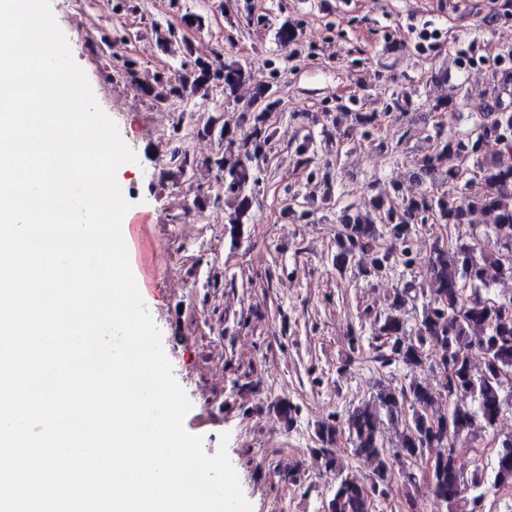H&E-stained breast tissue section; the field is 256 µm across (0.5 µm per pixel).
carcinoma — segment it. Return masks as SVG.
<instances>
[{"mask_svg":"<svg viewBox=\"0 0 512 512\" xmlns=\"http://www.w3.org/2000/svg\"><path fill=\"white\" fill-rule=\"evenodd\" d=\"M122 68L132 85L160 103L218 84L230 96L252 79L251 70L239 61L219 56L198 57L184 75L172 79L156 74L150 83L140 80L135 60H125ZM505 95L512 97V67L496 71L488 87L491 101ZM339 109L349 112L354 130L378 119L374 112H353L346 104ZM269 116L268 112L253 111L251 130L239 137L219 130L224 148L206 160V165L215 170L224 196L201 191L192 199V206L200 211L224 201L232 238L250 210L249 192L257 181L258 162L271 142ZM491 143L496 146L492 154L487 152ZM295 154L299 165L313 167L310 178L316 185H327L308 155V140L298 144ZM450 156L459 158L461 165L445 171L448 190L419 193L398 202L376 195L345 208L339 216L343 230L336 240L337 269L362 254L369 257V265L363 268L367 277L383 278L399 266L408 269L420 263L429 272L423 283L414 278L401 281L389 310L375 319L372 339L377 361L384 368L401 365L414 372L424 367L433 347L443 377L437 389L414 379L399 390L381 385L371 400L349 410L342 424L320 426L319 437L327 445L347 430L354 455L371 471V483L366 486L338 463L330 449H318L326 467L336 472L328 512H376V499L388 493L394 459L403 457L412 466L411 457L420 448L437 449L429 458L431 488L447 503L449 512H482L484 478L475 475L465 480L455 448L477 426L495 430L505 402L502 374L512 376V296L494 298L488 292L496 278L512 275V262L508 261L512 256V111L504 108L498 112L491 131L482 129L480 121L464 133L448 135L439 130L434 148L415 159V174L430 176ZM171 164L177 171L194 169L191 154L179 147L172 151ZM478 211L493 217L496 238L491 251L483 247V232L472 222ZM430 222L452 226L455 239L435 244L421 259L413 253L411 241L418 228ZM419 298L421 309L409 315V302ZM475 351L482 356L478 368L472 363ZM445 395L468 397L470 403H450L448 411L439 416L431 405ZM385 417L393 421L404 418L393 452L386 448L380 430ZM492 473L498 485L512 484V436L502 441Z\"/></svg>","mask_w":512,"mask_h":512,"instance_id":"cac0c4a2","label":"carcinoma"}]
</instances>
